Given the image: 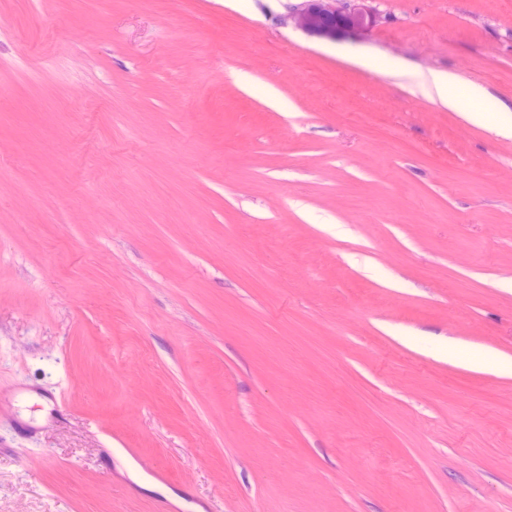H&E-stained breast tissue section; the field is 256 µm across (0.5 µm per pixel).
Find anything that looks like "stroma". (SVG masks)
<instances>
[{
    "mask_svg": "<svg viewBox=\"0 0 512 512\" xmlns=\"http://www.w3.org/2000/svg\"><path fill=\"white\" fill-rule=\"evenodd\" d=\"M303 2L0 0V512H512V0ZM294 13V19L302 27H313L336 35L343 29H357L368 24L373 10L338 6L336 0H307ZM458 86L457 77L446 71H434L427 80L428 90L435 94L438 100L448 107V110L461 112L457 96ZM470 107L466 111L472 121L483 122L486 112H496L499 116L497 128L512 134V108L500 100L488 96L479 86H472L470 91Z\"/></svg>",
    "mask_w": 512,
    "mask_h": 512,
    "instance_id": "1",
    "label": "stroma"
}]
</instances>
